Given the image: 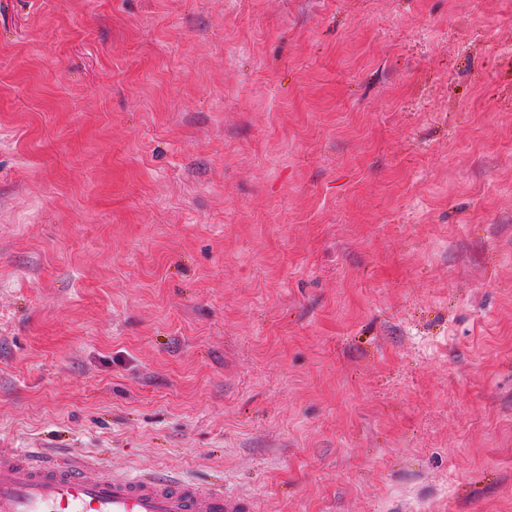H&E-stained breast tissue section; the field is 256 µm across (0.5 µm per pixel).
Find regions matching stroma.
<instances>
[{"instance_id":"stroma-1","label":"stroma","mask_w":512,"mask_h":512,"mask_svg":"<svg viewBox=\"0 0 512 512\" xmlns=\"http://www.w3.org/2000/svg\"><path fill=\"white\" fill-rule=\"evenodd\" d=\"M0 448L512 512V0H0Z\"/></svg>"}]
</instances>
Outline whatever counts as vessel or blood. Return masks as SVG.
Listing matches in <instances>:
<instances>
[{
    "label": "vessel or blood",
    "mask_w": 512,
    "mask_h": 512,
    "mask_svg": "<svg viewBox=\"0 0 512 512\" xmlns=\"http://www.w3.org/2000/svg\"><path fill=\"white\" fill-rule=\"evenodd\" d=\"M87 470L84 460L37 448L0 455V512H255L250 498L155 470Z\"/></svg>",
    "instance_id": "vessel-or-blood-1"
}]
</instances>
